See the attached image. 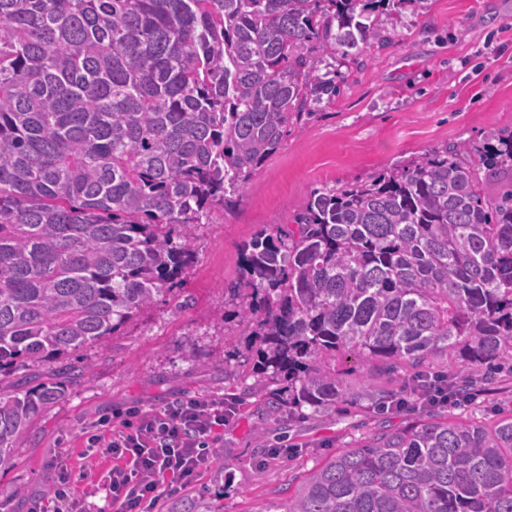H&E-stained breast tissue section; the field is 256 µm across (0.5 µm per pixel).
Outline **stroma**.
Instances as JSON below:
<instances>
[{
  "mask_svg": "<svg viewBox=\"0 0 512 512\" xmlns=\"http://www.w3.org/2000/svg\"><path fill=\"white\" fill-rule=\"evenodd\" d=\"M388 43L369 45L360 61L338 59L332 100L295 129L252 178L230 210L214 209L197 230L196 261L179 294L185 308L158 301L105 346L55 363L42 378L64 396L31 426L14 465L0 471V512H46L57 462L72 467L71 487L102 504L97 482L78 461L85 430L129 410H163L188 399L242 393L234 354L249 338L234 315L240 247L266 224L292 223L311 191L366 181L425 153L465 142L482 145L492 129L512 132V0H426L420 10L393 8ZM512 409V376L496 392L456 408L461 419L491 421ZM410 411L372 417L351 407L343 418L270 416L247 397L212 445L185 495L209 499L217 512H260L291 495L304 476L378 422L404 426Z\"/></svg>",
  "mask_w": 512,
  "mask_h": 512,
  "instance_id": "35a3bbf8",
  "label": "stroma"
}]
</instances>
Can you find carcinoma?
I'll list each match as a JSON object with an SVG mask.
<instances>
[{
  "mask_svg": "<svg viewBox=\"0 0 512 512\" xmlns=\"http://www.w3.org/2000/svg\"><path fill=\"white\" fill-rule=\"evenodd\" d=\"M423 2L0 0V467L64 393L14 375L176 297L198 226L336 97V59L389 39L380 7ZM241 253L272 414L413 407L260 512H512V414L462 420L440 394L512 369V135L316 189ZM345 353L397 388L352 392Z\"/></svg>",
  "mask_w": 512,
  "mask_h": 512,
  "instance_id": "carcinoma-1",
  "label": "carcinoma"
}]
</instances>
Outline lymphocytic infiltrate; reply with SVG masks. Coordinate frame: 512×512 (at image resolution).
Returning <instances> with one entry per match:
<instances>
[{"label": "lymphocytic infiltrate", "instance_id": "1", "mask_svg": "<svg viewBox=\"0 0 512 512\" xmlns=\"http://www.w3.org/2000/svg\"><path fill=\"white\" fill-rule=\"evenodd\" d=\"M234 413L221 401L189 399L152 415L131 411L120 429L111 419L99 420L79 454L112 460L100 479L98 512H153L161 487H180L199 475L210 443Z\"/></svg>", "mask_w": 512, "mask_h": 512}]
</instances>
